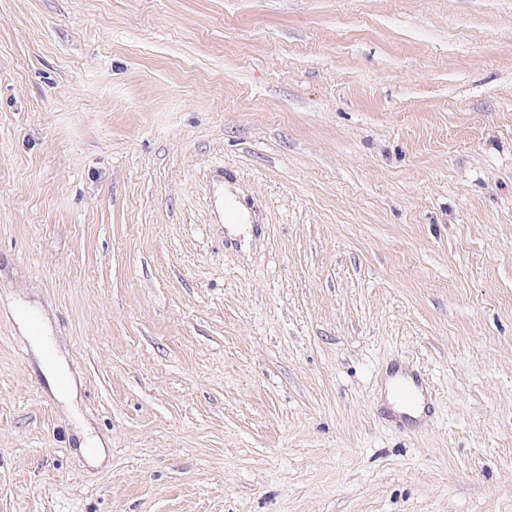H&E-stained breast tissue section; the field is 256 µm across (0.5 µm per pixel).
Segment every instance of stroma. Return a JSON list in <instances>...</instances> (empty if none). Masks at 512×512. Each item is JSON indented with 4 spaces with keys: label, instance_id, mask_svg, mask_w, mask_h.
<instances>
[{
    "label": "stroma",
    "instance_id": "1",
    "mask_svg": "<svg viewBox=\"0 0 512 512\" xmlns=\"http://www.w3.org/2000/svg\"><path fill=\"white\" fill-rule=\"evenodd\" d=\"M0 512H512V0H0ZM394 394L405 407L413 409L418 405L420 396L428 398L431 395V385L428 378L414 374L410 379L398 382L394 386Z\"/></svg>",
    "mask_w": 512,
    "mask_h": 512
}]
</instances>
